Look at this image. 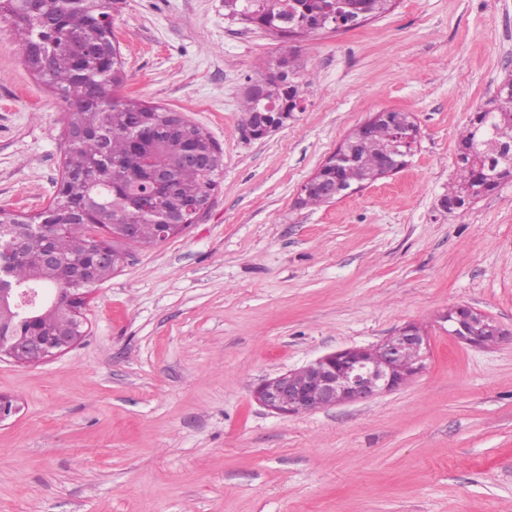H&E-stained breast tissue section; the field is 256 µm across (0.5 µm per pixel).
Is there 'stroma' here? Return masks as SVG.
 <instances>
[{"mask_svg": "<svg viewBox=\"0 0 512 512\" xmlns=\"http://www.w3.org/2000/svg\"><path fill=\"white\" fill-rule=\"evenodd\" d=\"M121 96L184 113L224 152V182L183 234L128 248L71 350L0 360V512H512V179L463 212L457 141L512 77V0H397L348 31L289 41L224 0H117ZM0 21V208L57 189L69 106ZM289 61L303 109L247 139L241 102ZM381 111L413 114L407 164L341 199L303 185ZM470 305L510 336L473 348L441 316ZM430 338L397 391L269 413L262 379L405 324Z\"/></svg>", "mask_w": 512, "mask_h": 512, "instance_id": "stroma-1", "label": "stroma"}]
</instances>
